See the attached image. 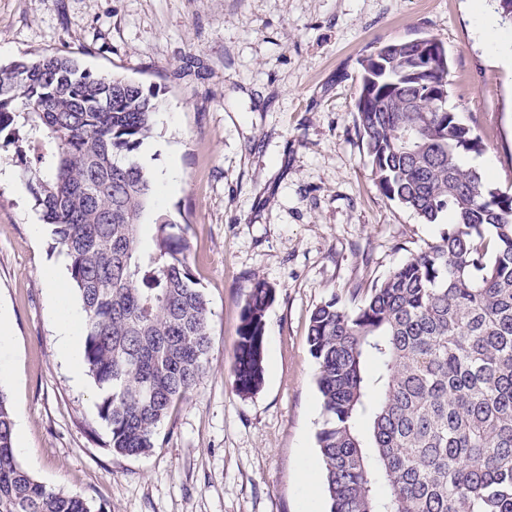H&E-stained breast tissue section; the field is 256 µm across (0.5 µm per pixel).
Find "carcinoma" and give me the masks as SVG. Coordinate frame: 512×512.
<instances>
[{
    "mask_svg": "<svg viewBox=\"0 0 512 512\" xmlns=\"http://www.w3.org/2000/svg\"><path fill=\"white\" fill-rule=\"evenodd\" d=\"M448 69L433 37L362 61L355 109L376 187L428 224L447 217L448 231L363 299L354 290L359 303L334 296L310 315L328 512H512V189L467 164L485 143L448 108ZM160 105L156 88L93 73L68 50L0 66V138L67 258L98 418L128 457L158 447L210 352L190 240L153 208L137 160ZM275 298L252 279L234 347L242 396L262 385ZM0 512H97L20 465L1 388Z\"/></svg>",
    "mask_w": 512,
    "mask_h": 512,
    "instance_id": "1",
    "label": "carcinoma"
}]
</instances>
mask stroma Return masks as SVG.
Here are the masks:
<instances>
[{"instance_id": "stroma-1", "label": "stroma", "mask_w": 512, "mask_h": 512, "mask_svg": "<svg viewBox=\"0 0 512 512\" xmlns=\"http://www.w3.org/2000/svg\"><path fill=\"white\" fill-rule=\"evenodd\" d=\"M471 0H0V64L67 49L91 71L154 86L162 100L141 162L174 168L155 208L188 226L210 303L207 370L176 403L150 454H112L101 392L76 383L57 343L75 290L10 149L0 147V308L13 336L0 383L21 422L20 464L102 512H326L324 416L307 331L331 296L384 279L440 241L376 188L356 127L362 60L388 41L433 37L450 62L448 106L484 138L494 186H512V68L475 34ZM266 312L264 380L233 387L240 313L253 277Z\"/></svg>"}]
</instances>
